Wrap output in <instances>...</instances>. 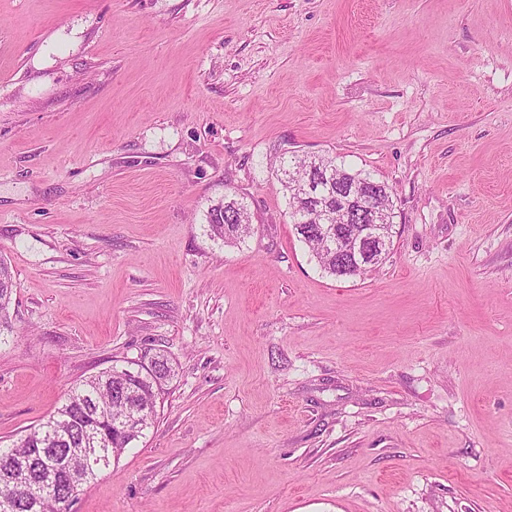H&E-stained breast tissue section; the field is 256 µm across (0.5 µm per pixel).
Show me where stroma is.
Segmentation results:
<instances>
[{
	"label": "stroma",
	"instance_id": "obj_1",
	"mask_svg": "<svg viewBox=\"0 0 512 512\" xmlns=\"http://www.w3.org/2000/svg\"><path fill=\"white\" fill-rule=\"evenodd\" d=\"M287 149L388 183L382 263L320 269ZM0 259V441L173 369L72 512H512V0H0ZM206 232L213 240L219 239L224 245H236L251 233V216L243 199L225 193L224 202L211 208L208 213ZM14 281L12 274L3 260L0 259V343L7 339L9 333H12V325L9 314V306L13 294ZM10 288V294L6 293V289ZM7 333L6 335L4 333Z\"/></svg>",
	"mask_w": 512,
	"mask_h": 512
}]
</instances>
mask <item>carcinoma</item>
I'll return each instance as SVG.
<instances>
[{
	"label": "carcinoma",
	"mask_w": 512,
	"mask_h": 512,
	"mask_svg": "<svg viewBox=\"0 0 512 512\" xmlns=\"http://www.w3.org/2000/svg\"><path fill=\"white\" fill-rule=\"evenodd\" d=\"M267 172L280 182L290 223L294 224L303 242L320 267L335 277L362 274L368 267L381 262L388 251L371 253L363 260L349 259L329 251L319 236V224L326 211L347 209L357 205L353 192L376 191L381 214L379 223L385 225L387 238L393 239L394 205L389 186L365 169H352L335 157L306 158L282 153ZM293 173L312 184L313 198L307 199L294 192L288 182ZM251 216L247 205L233 194H224V202L212 208L208 215L206 232L210 238L225 245H236L251 233ZM14 288L12 274L0 259V341L12 332L9 314ZM166 359L158 356L148 368H117L92 375L72 388L65 402L46 419L27 429L10 445L0 446V465L30 450H39L43 458L58 457L73 444L87 447L85 438L93 434L112 450V457L120 456L125 448L144 435L156 420V390L170 376ZM74 486L62 479L37 489L36 507H20L19 512H70L74 500Z\"/></svg>",
	"instance_id": "obj_1"
}]
</instances>
